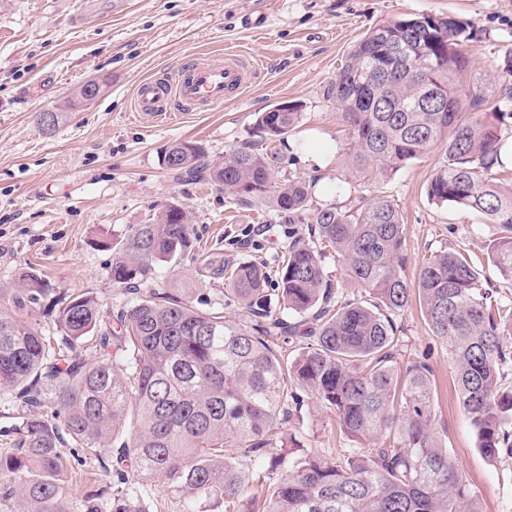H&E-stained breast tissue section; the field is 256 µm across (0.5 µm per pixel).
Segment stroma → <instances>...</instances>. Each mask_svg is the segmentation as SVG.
Here are the masks:
<instances>
[{"label":"stroma","instance_id":"stroma-1","mask_svg":"<svg viewBox=\"0 0 512 512\" xmlns=\"http://www.w3.org/2000/svg\"><path fill=\"white\" fill-rule=\"evenodd\" d=\"M0 0V285L32 271L52 292L36 315L41 332L58 335L55 317L62 295L91 292L111 308L122 299L111 278L109 241L132 224H148L169 203L189 211L194 261L161 263L141 292L191 281L201 308L238 319L224 296L225 278L212 267L224 262L277 266L289 240H308L305 224L272 223L268 208L229 203L224 189L207 179L164 168L163 150L176 141L198 145L205 161L219 165L224 153L249 147L279 154L276 180L315 181L316 207H353L358 197L384 194L399 205L404 222L406 276L416 280L431 252L460 249L480 275L512 299V281L488 264L501 232L480 215L427 194L441 161L439 151L395 175L368 181L345 160L347 135L328 84L352 45L376 23L415 14H453L473 24L469 51L474 71L491 75L512 55V0ZM264 16L261 28L248 21ZM237 53L258 59L262 72L240 100L208 112H186L157 125L132 112L144 79L173 74L189 60ZM105 80L91 102L76 98L88 78ZM281 103L298 105L302 119L281 137L255 133L258 113ZM51 109L62 119L53 135L38 116ZM397 366L427 364L437 391L436 431L455 454L462 473L480 491L485 512H512V463L487 459L454 392V370L443 344L432 336L418 302L398 320ZM304 447L335 459L350 440L336 419L304 398L292 420ZM119 441L100 458L63 446L73 491L84 498L112 496Z\"/></svg>","mask_w":512,"mask_h":512}]
</instances>
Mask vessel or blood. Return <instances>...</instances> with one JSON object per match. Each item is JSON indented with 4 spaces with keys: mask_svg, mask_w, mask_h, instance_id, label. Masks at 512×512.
<instances>
[{
    "mask_svg": "<svg viewBox=\"0 0 512 512\" xmlns=\"http://www.w3.org/2000/svg\"><path fill=\"white\" fill-rule=\"evenodd\" d=\"M256 74L254 63L235 55L193 59L175 76L141 81L134 91V110L154 122L175 112L210 111L239 97Z\"/></svg>",
    "mask_w": 512,
    "mask_h": 512,
    "instance_id": "b4317fda",
    "label": "vessel or blood"
}]
</instances>
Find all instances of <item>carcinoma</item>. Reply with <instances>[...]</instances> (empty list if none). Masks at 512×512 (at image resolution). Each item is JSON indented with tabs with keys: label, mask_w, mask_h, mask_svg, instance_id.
I'll return each instance as SVG.
<instances>
[{
	"label": "carcinoma",
	"mask_w": 512,
	"mask_h": 512,
	"mask_svg": "<svg viewBox=\"0 0 512 512\" xmlns=\"http://www.w3.org/2000/svg\"><path fill=\"white\" fill-rule=\"evenodd\" d=\"M471 21L421 14L378 23L353 46L327 87L348 131V162L360 177H387L438 148L443 162L431 200L482 215L503 236L491 264L512 279V184L495 178L504 144L487 90L464 51ZM299 107L258 114L264 136L299 123ZM179 166L201 174V149L173 143ZM280 157L248 147L226 151L209 172L224 195L311 225L313 244L294 240L278 270L279 306L268 303L265 266L240 263L224 294L243 311L232 321L184 294L137 284L160 262L193 250L188 211L169 204L151 224L111 242L112 283L132 292L117 313L89 292L58 309L61 336L36 326L46 294L28 272L0 287V400L17 407L10 447L0 448V512H102L73 496L62 465L63 436L99 456L130 432L112 465L110 512H144L137 471L157 476L190 503L204 497L224 512H483L482 499L436 433L429 368L392 364L395 319L409 306L404 226L388 195L354 207L310 208L311 185L274 180ZM336 255L358 287L340 296L324 272ZM417 294L429 329L448 351L462 408L490 460L512 459V301L482 282L460 251L439 249L422 263ZM95 341L98 360L83 358ZM294 345V354L286 345ZM334 411L358 444L329 461L304 452L286 429L299 392ZM269 454L265 495L252 489L255 454Z\"/></svg>",
	"instance_id": "obj_1"
}]
</instances>
